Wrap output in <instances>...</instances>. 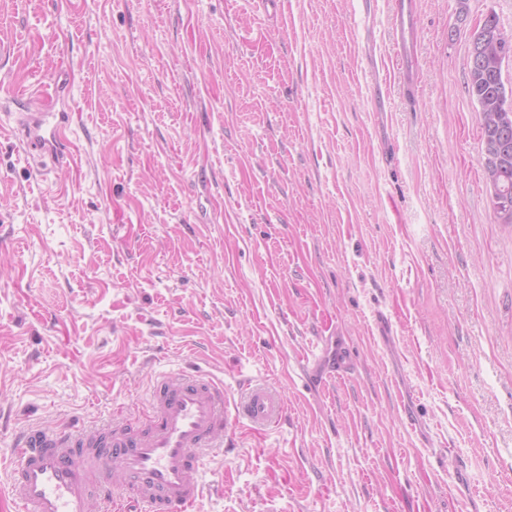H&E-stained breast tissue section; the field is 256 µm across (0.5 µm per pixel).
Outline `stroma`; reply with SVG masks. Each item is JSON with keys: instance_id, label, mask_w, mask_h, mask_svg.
Returning a JSON list of instances; mask_svg holds the SVG:
<instances>
[{"instance_id": "stroma-1", "label": "stroma", "mask_w": 512, "mask_h": 512, "mask_svg": "<svg viewBox=\"0 0 512 512\" xmlns=\"http://www.w3.org/2000/svg\"><path fill=\"white\" fill-rule=\"evenodd\" d=\"M415 2L403 71L392 0H0V512L17 434L180 371L286 410L198 512H512V224L467 91L512 0ZM61 91L43 166L18 129ZM315 360L328 362L330 365V373L336 375H343L347 372L349 368V360L345 351L339 347L336 342V346H333L331 349L328 344L326 348H324L319 355L315 356Z\"/></svg>"}]
</instances>
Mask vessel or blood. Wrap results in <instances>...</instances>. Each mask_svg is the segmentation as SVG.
<instances>
[{"label": "vessel or blood", "instance_id": "1", "mask_svg": "<svg viewBox=\"0 0 512 512\" xmlns=\"http://www.w3.org/2000/svg\"><path fill=\"white\" fill-rule=\"evenodd\" d=\"M396 59H407L416 34L409 0H393ZM67 112H34L21 125L27 155L67 156ZM282 406L264 385L240 402L223 383L194 373L155 382L145 421L105 428H31L15 441L8 493L18 512H194L205 482L204 455L223 448L238 426L261 428Z\"/></svg>", "mask_w": 512, "mask_h": 512}]
</instances>
